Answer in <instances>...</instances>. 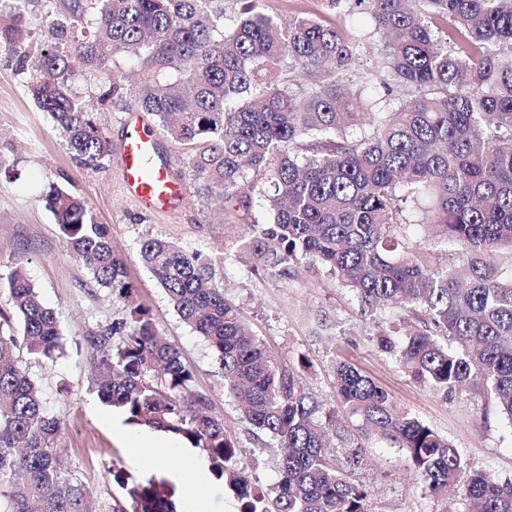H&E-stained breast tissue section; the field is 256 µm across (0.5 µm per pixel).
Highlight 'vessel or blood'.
Masks as SVG:
<instances>
[{
  "instance_id": "b4317fda",
  "label": "vessel or blood",
  "mask_w": 512,
  "mask_h": 512,
  "mask_svg": "<svg viewBox=\"0 0 512 512\" xmlns=\"http://www.w3.org/2000/svg\"><path fill=\"white\" fill-rule=\"evenodd\" d=\"M122 187L145 211L168 213L179 209L185 190L172 172L171 157L163 155L159 138L147 116L130 110L126 134L115 150Z\"/></svg>"
}]
</instances>
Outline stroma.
<instances>
[{
    "label": "stroma",
    "mask_w": 512,
    "mask_h": 512,
    "mask_svg": "<svg viewBox=\"0 0 512 512\" xmlns=\"http://www.w3.org/2000/svg\"><path fill=\"white\" fill-rule=\"evenodd\" d=\"M263 9L282 21L309 17L336 28L346 38L358 30L359 10H333L328 0H263ZM31 68L0 51V308L8 304L2 288L15 265H23L51 308L67 338L54 361L27 359L29 375L41 384L47 409L61 420L57 452L87 492L93 512H112L122 495L107 474L123 467L136 479H150L149 469L134 464L124 415L98 397L86 349L76 340L102 332L127 314L111 290L97 285L67 251L44 194L58 185L83 197L98 223L106 225L114 251L136 287V300L148 307L159 331L176 346L195 375L216 415L243 447H251L248 425L224 396V375L208 344L180 320L173 305L143 265V238L158 237L210 255L217 283L238 305L254 331L277 358L297 366L298 374L323 404L321 420L336 416L351 434L361 436L367 458L354 478L371 492L374 512H465L459 499L425 493L416 485L404 450L389 442L362 437L361 421L343 406L334 388L333 366L344 360L384 388L398 409L417 416L448 437L466 470H489L512 482V434L495 404L476 389L449 393L416 382L395 359L381 353L375 336L406 335L418 323L397 308L381 318L364 313L329 271L306 266L290 276L259 277L247 271L239 244L248 224L260 218L258 207L202 199L187 186L183 206L173 214L144 211L123 191L114 160L95 169L82 166L68 150L63 134L32 99L27 83Z\"/></svg>",
    "instance_id": "stroma-1"
}]
</instances>
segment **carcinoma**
Listing matches in <instances>:
<instances>
[{"instance_id": "obj_1", "label": "carcinoma", "mask_w": 512, "mask_h": 512, "mask_svg": "<svg viewBox=\"0 0 512 512\" xmlns=\"http://www.w3.org/2000/svg\"><path fill=\"white\" fill-rule=\"evenodd\" d=\"M384 37L388 78L402 102L376 109L345 76L369 41L345 39L315 19L284 26L261 0L228 19L221 0H0V49L20 61L39 52L29 91L85 167L112 155L97 123L99 107L136 105L185 150L178 179L208 198L258 203L245 254L253 272L286 276L305 264L334 273L364 310L411 308L423 326L403 339L380 335L382 353L433 390L478 387L512 433V273L497 263L512 247V0H355ZM44 12L39 38L28 14ZM447 23L444 35L434 22ZM144 66L134 86L119 61ZM105 81L96 99L73 81ZM260 177L261 187L249 180ZM257 201H252V193ZM66 248L128 317L85 337L101 401L125 422L168 431L209 462L233 493L238 512H370L368 489L347 473L365 451L343 461L326 454L328 435L345 429L319 419L322 404L295 370L278 360L216 283L200 251L158 237L141 241L142 262L182 321L220 360L224 395L237 403L254 447L231 438L195 389L180 352L162 341L150 310L135 299L107 227L86 201L51 186ZM411 206L429 236L451 243L466 270L424 261V247L398 252L394 228ZM9 311L0 310V512H85L86 493L56 452L60 420L47 413L41 387L19 349L54 360L63 336L23 267L7 280ZM15 313L21 334L4 335ZM335 389L365 432L405 451L422 489L458 496L477 512H512V483L475 471L463 476L456 448L430 425L395 409L390 396L339 362ZM277 449L278 481L267 491L246 462ZM124 502L112 512H182L165 479L137 481L108 469Z\"/></svg>"}]
</instances>
